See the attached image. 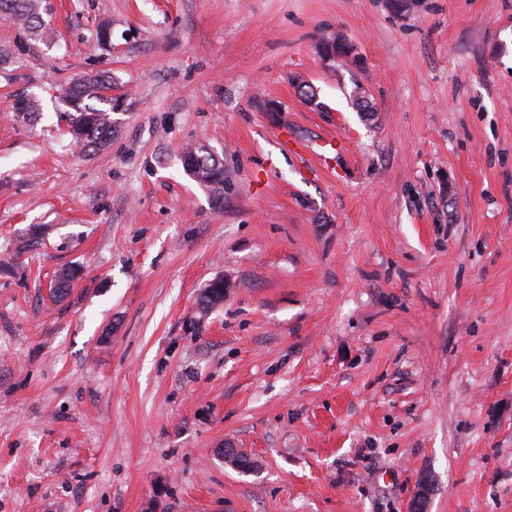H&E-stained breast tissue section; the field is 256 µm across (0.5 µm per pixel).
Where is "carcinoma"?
<instances>
[{"label":"carcinoma","instance_id":"obj_1","mask_svg":"<svg viewBox=\"0 0 512 512\" xmlns=\"http://www.w3.org/2000/svg\"><path fill=\"white\" fill-rule=\"evenodd\" d=\"M50 6L43 0H0V13L11 18L20 27L31 33L51 39L54 31L46 23L43 14ZM112 76L98 72L84 79L71 82L66 91L65 103L69 110L62 113L67 132L82 152L95 154L112 145L116 131V121L112 119L115 108L112 95ZM102 104L98 108L92 102ZM12 109L19 116L28 119L37 112L36 103L29 97L15 99ZM181 162L184 170L199 183L210 188L213 200L222 204L224 200V162L202 145H188L183 148ZM82 269L72 265L64 268L56 276L50 291L51 300L63 301L71 292ZM224 303V280H219L209 292L202 294L199 305L207 311Z\"/></svg>","mask_w":512,"mask_h":512}]
</instances>
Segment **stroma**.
<instances>
[{
  "instance_id": "obj_1",
  "label": "stroma",
  "mask_w": 512,
  "mask_h": 512,
  "mask_svg": "<svg viewBox=\"0 0 512 512\" xmlns=\"http://www.w3.org/2000/svg\"><path fill=\"white\" fill-rule=\"evenodd\" d=\"M50 3L0 20V512H512V0ZM49 9L47 1L43 0H0L1 15L9 16L20 27L47 40L54 35L50 24L43 18ZM110 91L112 77L104 72L73 81L66 91L65 103L69 110L62 113V118L72 142L88 155L112 145L116 121L112 119L115 104ZM86 101H96L106 107L97 108ZM184 170L199 183L210 188L213 200L221 205L224 200V162L202 145H187L182 150ZM81 275L82 269L75 265L66 267L59 272L50 291L51 300L54 303L63 301L70 294L75 281Z\"/></svg>"
}]
</instances>
